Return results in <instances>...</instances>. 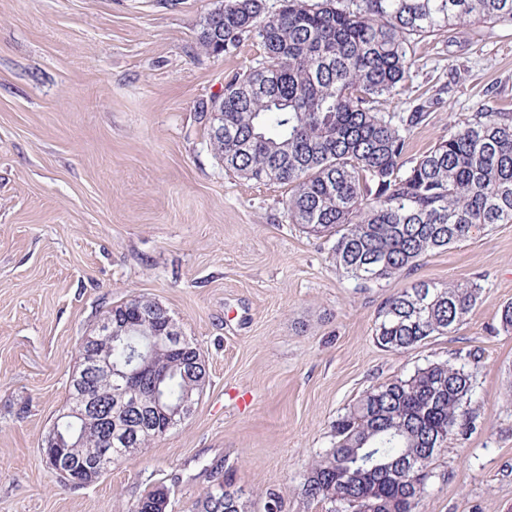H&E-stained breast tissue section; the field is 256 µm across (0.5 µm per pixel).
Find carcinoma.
Here are the masks:
<instances>
[{
  "mask_svg": "<svg viewBox=\"0 0 512 512\" xmlns=\"http://www.w3.org/2000/svg\"><path fill=\"white\" fill-rule=\"evenodd\" d=\"M512 24V0H224L205 18L200 45L208 53L238 47L256 33L257 65L224 86L214 109L224 141L213 146L237 176L288 187L286 218L332 242L331 258L360 287L398 277L437 250L495 224H512V113L474 112L463 126L412 163L406 134L427 118L426 102L390 115L374 104L405 90L414 65L412 39L470 23ZM476 283L413 284L379 312L377 343L411 349L457 328L480 299ZM157 302L135 297L107 310L101 322L123 328L110 340L79 348L82 364L107 356L124 365L146 335L162 329ZM198 348L189 339L155 354L142 376L135 410L105 394L106 379L70 380L69 405L92 390L88 419L63 416L72 467L95 460L112 436V459L150 442L162 421L159 397L174 405L196 393L190 372ZM473 368L432 362L404 378L364 391L333 424L335 442L309 466L300 494L327 512H413L426 492L429 467L449 436L472 423ZM158 486L127 512H166ZM228 486L205 493L195 512H246Z\"/></svg>",
  "mask_w": 512,
  "mask_h": 512,
  "instance_id": "cac0c4a2",
  "label": "carcinoma"
}]
</instances>
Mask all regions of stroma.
I'll list each match as a JSON object with an SVG mask.
<instances>
[{"label":"stroma","mask_w":512,"mask_h":512,"mask_svg":"<svg viewBox=\"0 0 512 512\" xmlns=\"http://www.w3.org/2000/svg\"><path fill=\"white\" fill-rule=\"evenodd\" d=\"M224 0H0V512H122L155 486L194 512L224 483L248 512H325L298 487L333 424L369 387L430 362L476 358L473 429L430 467L414 512H512V224L356 287L329 245L289 223L287 187L247 181L212 150L202 104L260 58L199 48ZM406 91L381 111L427 120L414 161L478 111L512 112V25L475 23L414 46ZM416 282L478 283L451 333L394 352L374 339L385 302ZM144 296L178 321L209 378L188 420L95 482L40 460L79 342Z\"/></svg>","instance_id":"35a3bbf8"}]
</instances>
